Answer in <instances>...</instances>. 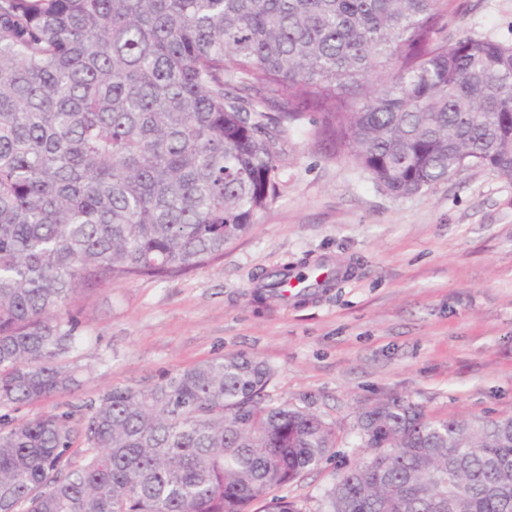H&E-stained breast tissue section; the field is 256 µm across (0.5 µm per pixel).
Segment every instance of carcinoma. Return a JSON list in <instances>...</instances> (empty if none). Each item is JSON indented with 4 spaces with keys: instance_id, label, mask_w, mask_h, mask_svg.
<instances>
[{
    "instance_id": "carcinoma-1",
    "label": "carcinoma",
    "mask_w": 512,
    "mask_h": 512,
    "mask_svg": "<svg viewBox=\"0 0 512 512\" xmlns=\"http://www.w3.org/2000/svg\"><path fill=\"white\" fill-rule=\"evenodd\" d=\"M447 0H0V407L71 393L58 357L93 284L177 278L224 255L276 191L279 143L317 115L395 197L468 166L512 181V44L442 22ZM297 297L335 276L298 268ZM260 276L257 309L287 298ZM270 367L208 360L150 387L0 415V512H301L275 494L336 448L270 404ZM370 459L325 512H512V417L358 412Z\"/></svg>"
}]
</instances>
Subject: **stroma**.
I'll list each match as a JSON object with an SVG mask.
<instances>
[{"mask_svg":"<svg viewBox=\"0 0 512 512\" xmlns=\"http://www.w3.org/2000/svg\"><path fill=\"white\" fill-rule=\"evenodd\" d=\"M452 27L512 44V0H448ZM306 116L281 141L275 199L215 263L170 280L96 285L71 307L81 338L60 361L69 396L20 404L28 420L115 388L246 353L273 376L270 403L310 408L338 432L337 455L285 488L302 512L366 450L358 408L386 398L428 416L512 417V182L471 167L396 198L315 137ZM307 262L344 268L326 291L251 303L258 276Z\"/></svg>","mask_w":512,"mask_h":512,"instance_id":"35a3bbf8","label":"stroma"}]
</instances>
